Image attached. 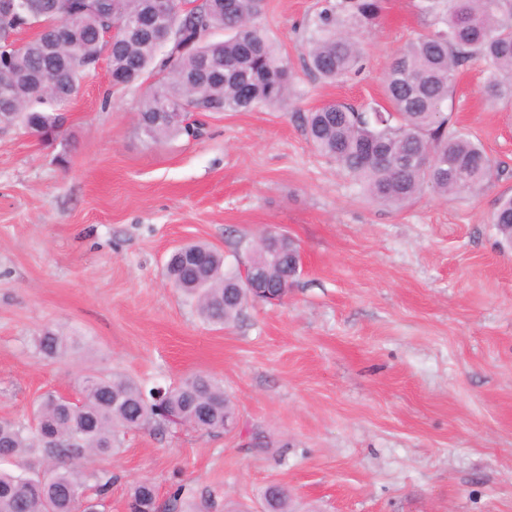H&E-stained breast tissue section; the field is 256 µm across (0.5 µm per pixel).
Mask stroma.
Returning a JSON list of instances; mask_svg holds the SVG:
<instances>
[{
	"label": "stroma",
	"mask_w": 512,
	"mask_h": 512,
	"mask_svg": "<svg viewBox=\"0 0 512 512\" xmlns=\"http://www.w3.org/2000/svg\"><path fill=\"white\" fill-rule=\"evenodd\" d=\"M320 7L263 0L297 73L281 108L207 116L201 136L151 145L143 88H113L104 55L62 138L0 131V419L30 418L49 392L79 397L90 371L147 387L204 373L236 407L228 430L127 431L100 463L114 475L100 512H127L145 479L159 512H264L271 485L292 512H512V248L491 222L512 194V109L488 100L472 62L444 109L498 176L402 207L370 200L292 114L381 100L428 21L419 0H387L362 36L364 70L333 84L303 69ZM268 231L296 241L302 271L231 326L205 323L164 276L178 245L231 262ZM47 330L78 344L44 357Z\"/></svg>",
	"instance_id": "1"
}]
</instances>
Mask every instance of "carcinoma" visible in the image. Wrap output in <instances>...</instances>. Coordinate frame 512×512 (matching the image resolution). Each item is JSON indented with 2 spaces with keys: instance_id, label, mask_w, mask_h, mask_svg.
I'll return each mask as SVG.
<instances>
[{
  "instance_id": "cac0c4a2",
  "label": "carcinoma",
  "mask_w": 512,
  "mask_h": 512,
  "mask_svg": "<svg viewBox=\"0 0 512 512\" xmlns=\"http://www.w3.org/2000/svg\"><path fill=\"white\" fill-rule=\"evenodd\" d=\"M429 17L425 35L412 38L383 78L386 105L357 108L331 101L295 119L313 146L331 159L372 200L404 206L424 187L443 196L483 188L499 173L481 146L460 131L448 129L444 103L457 74L479 61L487 75L485 92L495 104L512 106V0H423ZM385 0H324L307 40V70L338 82L363 67L361 33L375 25ZM20 21L0 20V125L25 133L57 129V109L78 91L85 68L109 47L112 85L128 87L156 74L162 83L141 101L137 127L144 141L158 143L202 132L192 120L203 113L243 112L286 103L296 74L279 55L266 30L256 22L262 0H204L154 24L180 34L165 50L147 27L148 0H20ZM78 22L67 26L65 40L50 41L78 5ZM124 33L107 45L112 20ZM38 29L20 49L8 40L24 27ZM224 33L225 38H215ZM47 74L53 88L38 77ZM492 223L500 243L512 240V196L499 199ZM269 244L251 250L246 261L225 263L224 254L205 243L187 245L193 256L172 253L166 276L193 301L200 317L213 326L238 321L252 301L235 291L246 264L256 281L276 294L298 275L297 243L269 231ZM73 340L52 331L39 338V349L56 357ZM76 403L48 394L28 422L0 419V459L23 457L37 448L48 465L41 471L0 469V512H71L68 494L91 489L104 498L112 472L88 469L84 458H104L120 447V436L152 420L163 423L161 410L195 414L196 427L224 429V415L234 403L210 376L193 374L178 385L143 388L121 373L85 375ZM267 512H288V493L266 489ZM155 487L142 480L131 489L129 512H154Z\"/></svg>"
}]
</instances>
